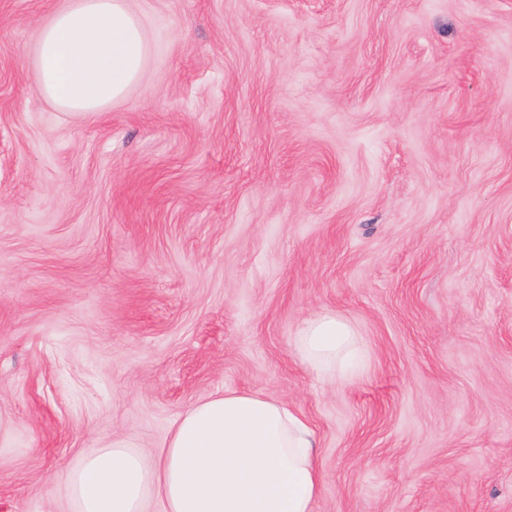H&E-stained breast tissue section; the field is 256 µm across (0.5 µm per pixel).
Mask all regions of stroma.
<instances>
[{
    "label": "stroma",
    "instance_id": "obj_1",
    "mask_svg": "<svg viewBox=\"0 0 512 512\" xmlns=\"http://www.w3.org/2000/svg\"><path fill=\"white\" fill-rule=\"evenodd\" d=\"M60 2L0 0V512L227 390L307 418L312 512H512V0H129L150 55L89 114L39 87ZM353 327L334 315L308 321L296 336V345L312 370L325 379L336 377V360H352L358 349Z\"/></svg>",
    "mask_w": 512,
    "mask_h": 512
}]
</instances>
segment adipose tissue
Returning <instances> with one entry per match:
<instances>
[{"mask_svg":"<svg viewBox=\"0 0 512 512\" xmlns=\"http://www.w3.org/2000/svg\"><path fill=\"white\" fill-rule=\"evenodd\" d=\"M42 91L62 112H98L141 76L149 44L127 0H63L38 33ZM296 345L312 370L336 375L353 359V327L325 314ZM317 440L307 419L258 391L227 390L190 405L156 458L125 441L89 453L61 478L77 512H312L321 493Z\"/></svg>","mask_w":512,"mask_h":512,"instance_id":"ef3b65f1","label":"adipose tissue"}]
</instances>
